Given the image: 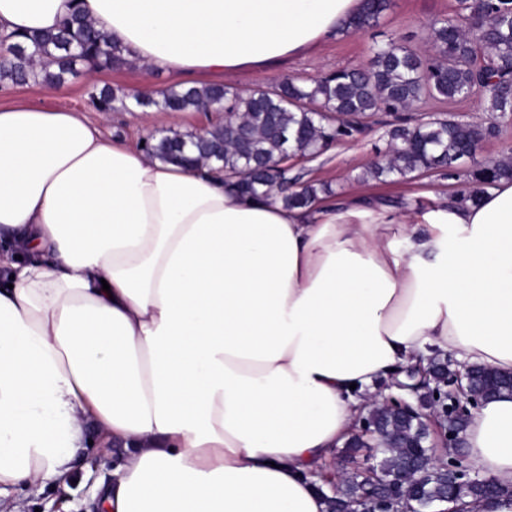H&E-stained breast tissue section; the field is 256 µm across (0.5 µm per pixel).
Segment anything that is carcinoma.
Wrapping results in <instances>:
<instances>
[{"mask_svg":"<svg viewBox=\"0 0 512 512\" xmlns=\"http://www.w3.org/2000/svg\"><path fill=\"white\" fill-rule=\"evenodd\" d=\"M390 0H364V9L346 25L359 31L378 23ZM430 49L420 53L392 38L374 43L366 65L340 69L310 84L285 81L266 92L238 90L222 85L169 88L152 95H135L136 106L166 112H210L224 104V120L210 125L209 135L158 131L143 138V150L152 158L193 165L218 162L224 182L243 192L267 193L283 182L287 168L281 159L315 157L334 142L355 139L379 112H403L424 98L463 101L480 97L490 119L473 124L453 117L415 115L397 118L385 131L386 147L379 152L370 175L380 181L407 179L415 174L440 171L463 181L459 197L476 203L484 189L512 180V160L479 166L466 174L457 162L470 156L480 141L499 133V121L512 119V0H457L454 13L424 26ZM49 58L55 65H43ZM125 63L123 47L75 11L56 30L38 35L0 37V82L15 85L42 83L58 86L77 72V65L111 69ZM87 104L101 113L128 109L127 96L112 88L92 87ZM225 145L216 155L213 146ZM308 184L281 196L288 207H308L318 196ZM512 393V375L474 366L464 408L448 420V428H467L471 411L480 402ZM370 420L379 429L372 448L378 472L388 480L407 469L421 452L404 444L420 434L418 417L395 406L375 405ZM448 471L428 465L418 472L422 489L411 490L407 506L425 512L429 501L446 500L457 512H480L483 503L512 489L485 477L455 449ZM360 469L352 471L325 496L329 512L362 509L357 489Z\"/></svg>","mask_w":512,"mask_h":512,"instance_id":"obj_1","label":"carcinoma"}]
</instances>
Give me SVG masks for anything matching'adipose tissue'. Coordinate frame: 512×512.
I'll list each match as a JSON object with an SVG mask.
<instances>
[{
  "instance_id": "ef3b65f1",
  "label": "adipose tissue",
  "mask_w": 512,
  "mask_h": 512,
  "mask_svg": "<svg viewBox=\"0 0 512 512\" xmlns=\"http://www.w3.org/2000/svg\"><path fill=\"white\" fill-rule=\"evenodd\" d=\"M362 8L0 0V34L77 10L140 70L195 81L276 74ZM437 354L512 372V181L421 210L290 208L79 113L0 105V512L10 487L65 484L91 429L125 452L107 512H327L322 464L377 382ZM466 440L512 487L511 394Z\"/></svg>"
}]
</instances>
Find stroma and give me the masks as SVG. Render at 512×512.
<instances>
[{
  "label": "stroma",
  "mask_w": 512,
  "mask_h": 512,
  "mask_svg": "<svg viewBox=\"0 0 512 512\" xmlns=\"http://www.w3.org/2000/svg\"><path fill=\"white\" fill-rule=\"evenodd\" d=\"M455 0H393L377 26L356 33L327 39L310 54L283 66L280 76L260 72H239L225 76V86L254 90L267 89L282 79L316 80L345 68L365 64L375 42L394 38L427 50L429 44L423 26L438 17L451 14ZM148 83L152 90L172 87L171 75L152 71L141 72L131 65L119 68L93 69L79 67L76 76L59 87L36 83L26 85L0 84V103H25L50 109L80 112L102 135L139 145L148 133L162 130L194 132L207 127L217 118L213 112H110L94 111L86 104L87 91L94 86L110 85L119 90ZM383 129L375 125L358 139L333 144L312 159L296 158L288 163V181L283 191H292L308 183L325 184L331 195L343 199L361 194L384 204L409 201L425 209L439 197L454 195L458 184L436 172L424 173L411 179L382 182L367 177L377 147L381 146ZM88 446L78 449L73 461L70 482L49 487L37 496L20 486L10 489L9 496L17 512H96L101 487L112 479V473L123 461L122 449L104 442L96 431H89Z\"/></svg>",
  "instance_id": "35a3bbf8"
}]
</instances>
